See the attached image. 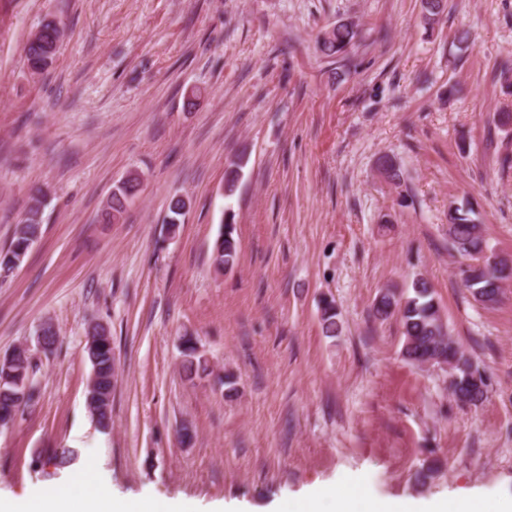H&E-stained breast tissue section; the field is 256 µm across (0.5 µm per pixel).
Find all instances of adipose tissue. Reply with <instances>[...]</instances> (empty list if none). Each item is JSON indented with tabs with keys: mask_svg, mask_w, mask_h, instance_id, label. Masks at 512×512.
Listing matches in <instances>:
<instances>
[{
	"mask_svg": "<svg viewBox=\"0 0 512 512\" xmlns=\"http://www.w3.org/2000/svg\"><path fill=\"white\" fill-rule=\"evenodd\" d=\"M334 499L335 512H512V500H491L483 495L460 492L435 501L398 500L371 494L365 479L348 482L343 490L319 485L289 500L288 512H322L320 505ZM0 512H171L161 501H117L99 485L98 473L85 468L77 480L22 502L0 501Z\"/></svg>",
	"mask_w": 512,
	"mask_h": 512,
	"instance_id": "adipose-tissue-1",
	"label": "adipose tissue"
}]
</instances>
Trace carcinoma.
<instances>
[{
  "label": "carcinoma",
  "instance_id": "carcinoma-1",
  "mask_svg": "<svg viewBox=\"0 0 512 512\" xmlns=\"http://www.w3.org/2000/svg\"><path fill=\"white\" fill-rule=\"evenodd\" d=\"M446 5L447 0H422V19L428 28L440 24ZM357 36L352 23L338 22L322 34L318 47L322 55L330 59L339 58L346 67L351 64L348 52ZM60 41L59 26L50 23L42 25L27 43L26 57L30 68L39 72L48 67L56 56ZM378 170L390 183L401 184L402 171L390 156L383 155L378 159ZM139 185V177L130 175L116 187L108 204L109 218L114 220L122 216L128 201L138 193ZM46 206L47 199L41 190L30 195L25 218L18 224L9 247L0 250V272L14 269L34 245L41 232ZM473 215L475 211L468 204L448 209V240L461 256L483 260L481 265L460 269L459 275L474 299L483 306L491 307L500 299L503 282L512 279V263L500 259L489 250L482 225L477 223ZM233 233V225H224V233L215 243L213 262L219 270L233 266L237 259L239 244ZM320 310L324 334L336 335L340 320L334 301L322 300ZM372 314L379 321L393 317L399 321L404 336L401 354L406 360L418 365L448 368L449 390L457 403L478 406L487 399L488 377L464 356L447 332L440 306L427 280L414 282L413 295L405 299L390 291L379 292L373 301ZM93 331L94 335L106 338L104 349H87L91 365L97 369V389L105 397L103 409L98 412V423L106 429L112 420V336L102 324L95 325ZM193 340L192 336L182 337V368L190 380L207 371L206 362L197 354ZM34 376L35 366L27 356L19 366L0 369V409L9 417H15L19 411L36 403Z\"/></svg>",
  "mask_w": 512,
  "mask_h": 512
}]
</instances>
